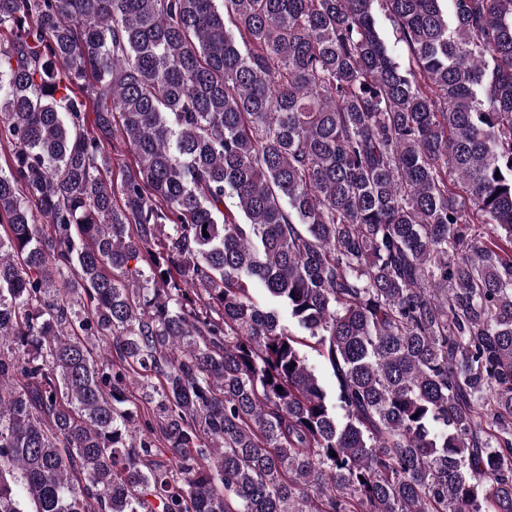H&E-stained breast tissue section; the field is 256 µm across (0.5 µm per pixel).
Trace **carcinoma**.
Instances as JSON below:
<instances>
[{
	"label": "carcinoma",
	"mask_w": 512,
	"mask_h": 512,
	"mask_svg": "<svg viewBox=\"0 0 512 512\" xmlns=\"http://www.w3.org/2000/svg\"><path fill=\"white\" fill-rule=\"evenodd\" d=\"M0 32V512H512V0Z\"/></svg>",
	"instance_id": "obj_1"
}]
</instances>
